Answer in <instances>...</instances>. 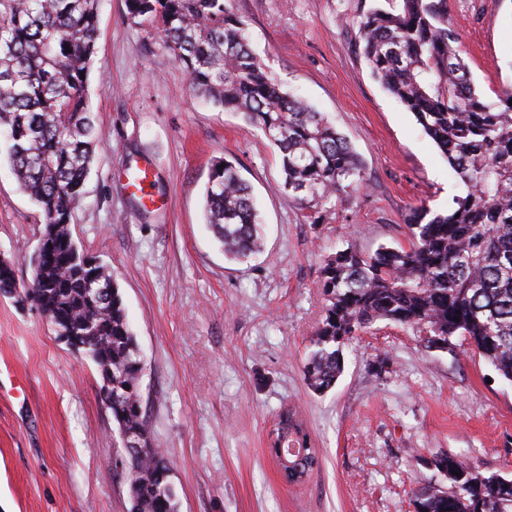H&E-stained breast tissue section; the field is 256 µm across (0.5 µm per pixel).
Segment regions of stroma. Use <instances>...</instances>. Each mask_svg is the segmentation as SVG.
Instances as JSON below:
<instances>
[{"label": "stroma", "mask_w": 512, "mask_h": 512, "mask_svg": "<svg viewBox=\"0 0 512 512\" xmlns=\"http://www.w3.org/2000/svg\"><path fill=\"white\" fill-rule=\"evenodd\" d=\"M374 0H232L252 48L284 90L327 113L367 179L306 209L284 193L275 146L239 114L203 104L125 0H101L87 91L98 131L74 209L79 248L112 273L145 364L154 443L172 462L179 512H414L430 459L454 455L512 475V384L455 338L422 347L379 321L351 338L335 387L303 376L336 251L408 246L405 217L448 207L460 187L436 144L372 78L357 21ZM473 80L512 88V0H448ZM235 163L262 224L260 253L226 260L204 222L214 159ZM151 167L144 213L127 169ZM44 228L0 146V255L18 284ZM101 378L41 312L0 293V512H129ZM297 407L319 465L285 485L268 453L278 410Z\"/></svg>", "instance_id": "1"}]
</instances>
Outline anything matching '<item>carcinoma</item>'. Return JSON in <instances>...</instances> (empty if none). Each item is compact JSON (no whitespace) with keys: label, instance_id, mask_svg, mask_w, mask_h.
I'll return each mask as SVG.
<instances>
[{"label":"carcinoma","instance_id":"1","mask_svg":"<svg viewBox=\"0 0 512 512\" xmlns=\"http://www.w3.org/2000/svg\"><path fill=\"white\" fill-rule=\"evenodd\" d=\"M127 19L157 33L194 94L242 114L280 154L283 189L306 208L365 187L362 166L322 112L283 90L250 47L231 0H126ZM98 0H0V138L20 188L42 210L47 261L17 289L0 264V293L35 300L60 330L88 341L117 433L136 431L143 454L128 459L130 512H179L170 462L156 450L143 408L144 364L117 284L79 251L69 224L97 139L87 94ZM372 76L436 144L463 185L445 210L423 204L407 220L411 244L373 254L347 248L327 260L325 311L304 378L315 392L343 373L342 347L378 320L421 336H462L512 383V89L489 100L470 76L448 0H385L358 20ZM206 223L224 256L261 250L259 213L233 162L212 166ZM104 288L99 300L89 289ZM459 320H454V317ZM292 437L270 447L310 445L290 408L278 412ZM440 483L413 491L415 512H512V479L484 474L456 456L433 459ZM461 476L454 475V472Z\"/></svg>","mask_w":512,"mask_h":512}]
</instances>
